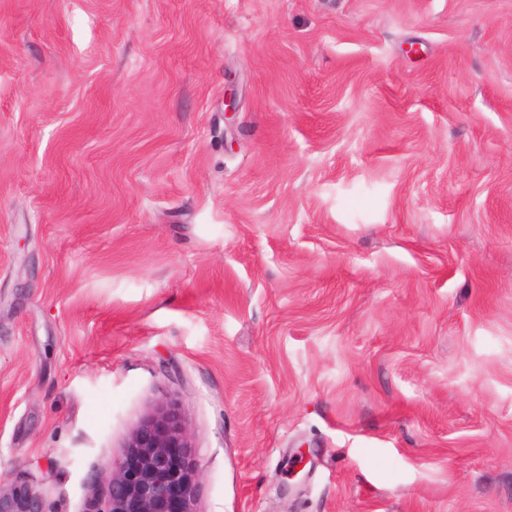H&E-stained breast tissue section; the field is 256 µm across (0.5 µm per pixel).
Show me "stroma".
<instances>
[{"mask_svg": "<svg viewBox=\"0 0 512 512\" xmlns=\"http://www.w3.org/2000/svg\"><path fill=\"white\" fill-rule=\"evenodd\" d=\"M169 395L199 512H512V0H0V474Z\"/></svg>", "mask_w": 512, "mask_h": 512, "instance_id": "1", "label": "stroma"}]
</instances>
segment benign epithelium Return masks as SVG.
Instances as JSON below:
<instances>
[{"label":"benign epithelium","instance_id":"benign-epithelium-1","mask_svg":"<svg viewBox=\"0 0 512 512\" xmlns=\"http://www.w3.org/2000/svg\"><path fill=\"white\" fill-rule=\"evenodd\" d=\"M104 507L85 512H198L202 470L192 432L174 397L156 402L129 430L122 455L100 469ZM0 512H48L27 480L0 477Z\"/></svg>","mask_w":512,"mask_h":512}]
</instances>
